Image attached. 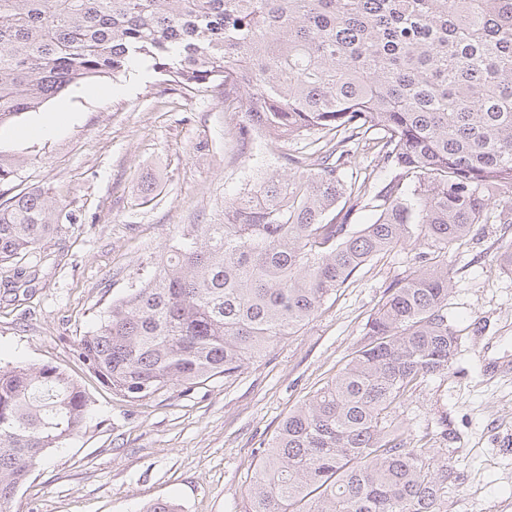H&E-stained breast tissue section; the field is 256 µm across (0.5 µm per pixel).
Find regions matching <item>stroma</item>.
I'll return each mask as SVG.
<instances>
[{
  "label": "stroma",
  "instance_id": "stroma-1",
  "mask_svg": "<svg viewBox=\"0 0 512 512\" xmlns=\"http://www.w3.org/2000/svg\"><path fill=\"white\" fill-rule=\"evenodd\" d=\"M62 106L68 117L45 137L25 134L42 113L0 126V151L22 161L15 191L43 188L77 217L41 243L48 261L32 292L0 291V362L61 367L94 412L78 436L45 453L12 512H141L155 501L240 512L258 448L344 365L419 250L375 258L303 330L230 379L144 401L115 396L77 361L78 340L180 225L218 223L225 197L283 161L261 137L240 151L241 117L225 111L220 87L187 94L141 69L68 88L45 111ZM510 247L512 224H481L450 257L458 353L448 376L413 389L399 416L415 441L446 449L448 512H512V275L496 263Z\"/></svg>",
  "mask_w": 512,
  "mask_h": 512
}]
</instances>
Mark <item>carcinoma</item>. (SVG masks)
I'll return each mask as SVG.
<instances>
[{
  "label": "carcinoma",
  "mask_w": 512,
  "mask_h": 512,
  "mask_svg": "<svg viewBox=\"0 0 512 512\" xmlns=\"http://www.w3.org/2000/svg\"><path fill=\"white\" fill-rule=\"evenodd\" d=\"M135 64L186 93L224 87L237 140L278 142L285 169L226 198L223 223L181 225L78 360L136 401L228 379L378 254L418 245L364 341L259 449L241 512H447L446 449L412 444L398 416L456 355L448 257L477 225L512 224V0H0V126ZM19 165L0 153L1 188ZM70 221L39 188L0 192L11 290ZM92 410L56 365H0V512Z\"/></svg>",
  "instance_id": "cac0c4a2"
}]
</instances>
